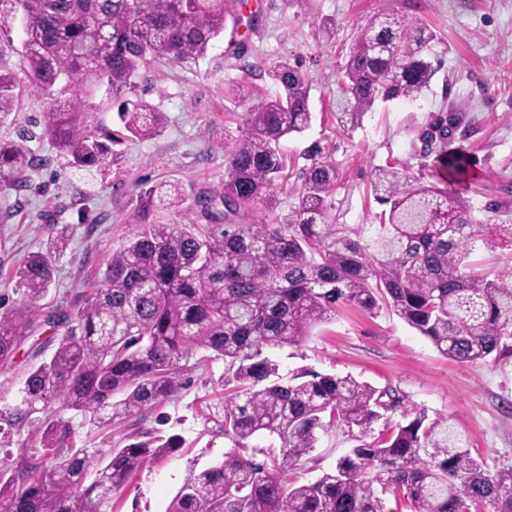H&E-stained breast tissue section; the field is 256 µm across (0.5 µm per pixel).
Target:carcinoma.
I'll return each mask as SVG.
<instances>
[{
	"instance_id": "cac0c4a2",
	"label": "carcinoma",
	"mask_w": 512,
	"mask_h": 512,
	"mask_svg": "<svg viewBox=\"0 0 512 512\" xmlns=\"http://www.w3.org/2000/svg\"><path fill=\"white\" fill-rule=\"evenodd\" d=\"M21 13L29 87L51 106L17 139L0 143V189L29 188L28 172L53 162L28 142L45 138L63 167L82 178L108 170L112 146L150 139L165 114L137 94L155 62H196L226 30L244 0H13ZM438 37L415 20L386 15L360 23L337 69L340 129L357 128L378 102L412 100L439 69ZM279 91L246 109L241 135L224 154V187L200 201L220 202L222 224L198 232L163 215L186 203L179 184L143 185L133 228L105 270L67 310L45 322L63 329L51 359L29 373L20 405L0 414V447L31 426L32 443L11 475L0 472V512H96L146 464L179 448L178 438L128 443L98 465L70 446L74 411L98 427L138 419L172 398L199 350L224 358V461L184 481L167 512H383V494L401 496L411 512H512V468L490 474L448 422L423 413L407 423L372 425L400 407L399 393L366 382L301 372L272 379L266 347L300 343L311 328L347 305L372 313L389 307L444 356L473 363L512 337V266L492 275L466 265L480 241L512 246V224H479L466 200L392 166H376L371 188L385 206L377 224H338L333 196L339 169L315 142L302 154L285 215L276 196L287 159L281 142L311 123L308 74L288 58L271 68ZM17 78L0 69V123L14 110ZM117 103L121 134L85 121L100 90ZM447 145L448 117L423 131ZM261 215L246 223L250 215ZM69 246L66 227L14 270L23 302L0 313V365L11 363L38 315L35 303L55 282V261ZM52 407L57 414H36ZM340 427L359 441L334 469L311 483L288 470ZM258 436L268 448L251 445Z\"/></svg>"
}]
</instances>
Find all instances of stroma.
Segmentation results:
<instances>
[{
	"mask_svg": "<svg viewBox=\"0 0 512 512\" xmlns=\"http://www.w3.org/2000/svg\"><path fill=\"white\" fill-rule=\"evenodd\" d=\"M247 9L252 24L240 27L234 41L246 57H258L260 69L239 68L232 40L225 36L197 62L158 63L143 92L166 116L157 136L120 144L118 164L93 184L53 162L30 172L24 197L0 190V308L22 302L12 270L43 248L58 224L70 225L71 241L57 258L56 282L39 305L47 310L68 306L129 234L142 184L179 181L187 204L169 216V223H209L197 200L221 189L224 151L236 142L244 121L245 105L227 90L239 87L240 96L258 104L278 90L271 66L289 57H301L311 79L312 121L281 147L291 157L315 142L330 147L341 177L337 223H377L382 207L371 190L370 173L386 164L414 176L435 175L437 186L467 200L480 223H512V0H311L303 12L290 0H249ZM379 13L415 19L435 32L442 64L417 99L377 103L356 129L344 132L334 115L341 48L359 23ZM324 18L334 23L332 37L320 28ZM445 112L457 120L448 149L468 159L460 180L437 173L433 155L419 138L430 118ZM59 334L36 321L12 362L0 368V412L19 404L28 373L50 358ZM266 354L284 381L313 370L396 388L403 406L391 421L419 412L431 421H449L468 436L472 455L483 459L489 472L512 467V338L500 355L458 363L390 309L366 313L345 306L334 319L312 328L301 344L270 347ZM195 359L197 368L184 373L177 394L140 419L105 429L67 413L74 448L97 458H108L133 431L181 440L177 452L143 467L99 512H166L190 473L222 461L232 448L224 436V360L204 350ZM355 445L342 430L320 433L309 462L288 477L314 481Z\"/></svg>",
	"mask_w": 512,
	"mask_h": 512,
	"instance_id": "1",
	"label": "stroma"
}]
</instances>
